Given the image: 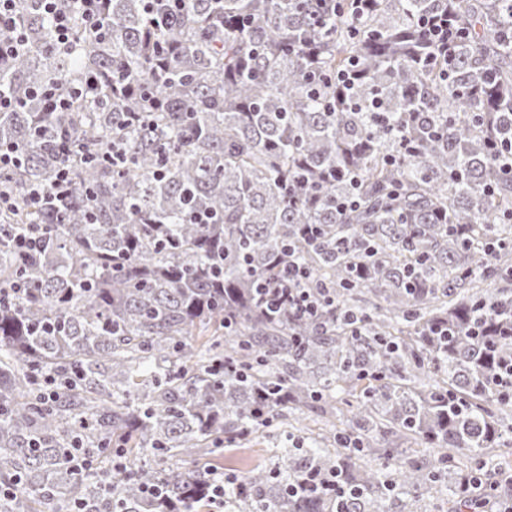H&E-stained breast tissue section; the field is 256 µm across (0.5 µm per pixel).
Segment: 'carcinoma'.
<instances>
[{
    "mask_svg": "<svg viewBox=\"0 0 512 512\" xmlns=\"http://www.w3.org/2000/svg\"><path fill=\"white\" fill-rule=\"evenodd\" d=\"M178 2L102 0L103 27L80 24L61 55L40 0H17L27 50L0 59L18 102L0 144L20 160L0 172V488L15 492L0 512H203L213 466L176 461L310 406L325 430L293 427L276 471L226 489L233 512H389L397 490L445 481V512H471L461 482L512 419L496 379L512 176L492 149L512 140V0ZM448 13L445 55L423 20ZM45 85L84 91L55 112L32 95ZM148 92L150 121L126 124ZM110 143L125 163L103 159ZM64 164L72 203H25ZM31 228L44 247L23 260ZM291 263L333 300L315 319L255 299ZM46 374L65 381L49 401ZM313 475L352 493L290 492Z\"/></svg>",
    "mask_w": 512,
    "mask_h": 512,
    "instance_id": "cac0c4a2",
    "label": "carcinoma"
}]
</instances>
